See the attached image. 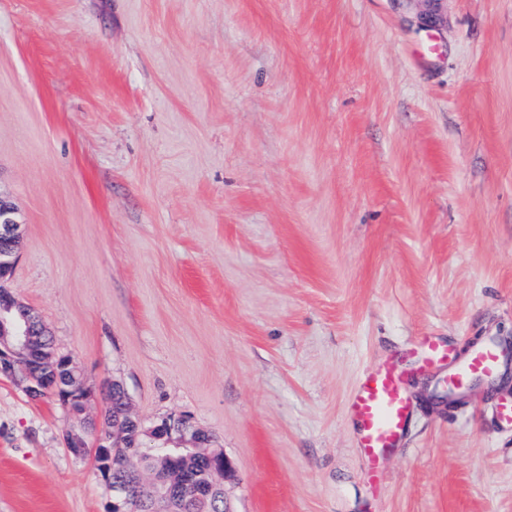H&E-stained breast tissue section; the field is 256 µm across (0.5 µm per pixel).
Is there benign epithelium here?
Here are the masks:
<instances>
[{"instance_id":"obj_1","label":"benign epithelium","mask_w":512,"mask_h":512,"mask_svg":"<svg viewBox=\"0 0 512 512\" xmlns=\"http://www.w3.org/2000/svg\"><path fill=\"white\" fill-rule=\"evenodd\" d=\"M414 23L420 29L432 31L440 26L441 18L429 9L417 12ZM23 238L24 224L18 209L0 191V375L21 376L27 394L40 399L44 389L32 377V360L48 333L40 316L19 302L5 286L16 265ZM50 370V387L63 392L61 405L74 420L85 425L83 415L90 402V391L85 387L83 372L67 354L58 356ZM104 441L112 442L115 451L135 448L138 458L149 460V464L143 463L132 472L131 481L103 478L112 492V512H131L133 502L138 504L140 512H185L191 502L204 506L221 504L224 512H232L225 483L233 476L234 466L223 449L213 446L211 436L191 416L168 415L146 426L127 405L123 416L112 421V431L99 437L95 447L89 446L82 428L68 434L66 445L73 456L84 458L98 455ZM185 456L206 463L205 474L190 479L180 471H171L169 462Z\"/></svg>"}]
</instances>
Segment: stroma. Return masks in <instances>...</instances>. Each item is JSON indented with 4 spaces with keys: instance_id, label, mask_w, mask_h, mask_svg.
Masks as SVG:
<instances>
[{
    "instance_id": "stroma-1",
    "label": "stroma",
    "mask_w": 512,
    "mask_h": 512,
    "mask_svg": "<svg viewBox=\"0 0 512 512\" xmlns=\"http://www.w3.org/2000/svg\"><path fill=\"white\" fill-rule=\"evenodd\" d=\"M0 0L6 286L87 384L191 415L232 512H512V0ZM431 336L504 357L455 407ZM394 366L366 481L348 402ZM74 421L0 376V512H108ZM349 412L368 462L367 479L374 485L385 457L402 445L411 414L402 373L392 367L369 370L350 399Z\"/></svg>"
}]
</instances>
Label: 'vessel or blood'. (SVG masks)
I'll list each match as a JSON object with an SVG mask.
<instances>
[{
  "mask_svg": "<svg viewBox=\"0 0 512 512\" xmlns=\"http://www.w3.org/2000/svg\"><path fill=\"white\" fill-rule=\"evenodd\" d=\"M500 360L501 352L492 344L476 349L468 361L458 365L453 364L448 347L431 340L424 345L426 366L450 364L448 384L452 387L465 385L477 376L494 375ZM349 412L358 446L368 462L367 479L377 483L385 457L402 444L411 414L402 373L391 367L368 371L350 399Z\"/></svg>",
  "mask_w": 512,
  "mask_h": 512,
  "instance_id": "vessel-or-blood-1",
  "label": "vessel or blood"
}]
</instances>
